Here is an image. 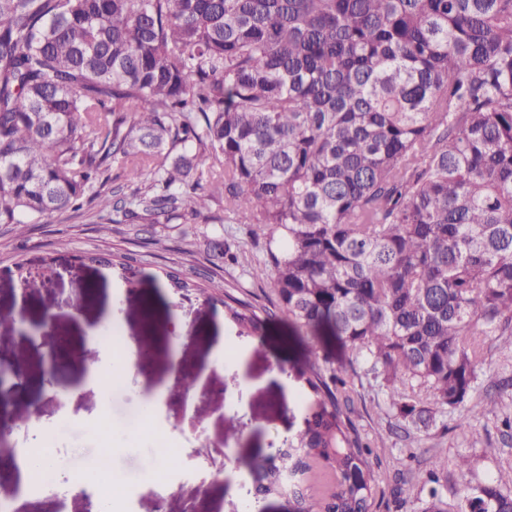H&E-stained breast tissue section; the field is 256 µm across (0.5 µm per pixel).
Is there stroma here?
<instances>
[{"mask_svg": "<svg viewBox=\"0 0 512 512\" xmlns=\"http://www.w3.org/2000/svg\"><path fill=\"white\" fill-rule=\"evenodd\" d=\"M266 237L247 224H158L143 232L137 224L104 225L90 208L68 211L49 222L0 224V312L23 311L25 326L0 322V368H21L26 389L12 406L18 421L10 436L16 448L32 446L38 434L50 433L56 458L69 473H81L97 462L102 448L96 424L141 426L140 400L168 386L173 363L198 370L197 392L190 404L159 402L154 423L171 433L178 450L177 470L188 480L159 490L140 479L149 447L114 439L112 452L127 476L128 492L114 512H154L163 499L164 512H245L247 493L240 473L246 461L282 446L284 433L301 428L315 406L296 365L303 349L282 314L276 311L271 277L256 278L252 266L265 258ZM239 249L237 260L224 248ZM86 254L105 257L102 265L81 263ZM121 263L108 264V257ZM52 257L56 285L23 296L16 266L37 265ZM174 271L201 283L223 284L226 291L270 312L263 335L246 336L225 320L221 304L207 300L200 290L184 294L165 288L164 274ZM116 302H109V295ZM122 328L123 346L153 356L147 370L136 371L126 388L95 394L83 381L91 365H106L108 348L93 336L105 318ZM46 340L61 336L73 355L59 369L53 383L44 371L49 359L29 342L27 331ZM225 343L241 357L229 366L217 361V345ZM485 360L475 383L473 402L497 399L494 410L467 421V409L438 415L428 431H405L381 387L380 378L357 368L348 378L353 397L352 426L372 450V473L377 488L375 512H418L426 496L423 477L430 467L447 472L448 483L462 480L453 463L467 456L480 478H512V441L502 442L500 422L512 418V338L488 337ZM37 427H29L30 413ZM232 456H224L220 447ZM496 447V456L485 455ZM407 482L410 494L399 499L394 489ZM0 500L13 512H90L86 498L64 493L62 486L18 491L0 480Z\"/></svg>", "mask_w": 512, "mask_h": 512, "instance_id": "35a3bbf8", "label": "stroma"}]
</instances>
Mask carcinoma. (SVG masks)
Returning <instances> with one entry per match:
<instances>
[{
	"label": "carcinoma",
	"mask_w": 512,
	"mask_h": 512,
	"mask_svg": "<svg viewBox=\"0 0 512 512\" xmlns=\"http://www.w3.org/2000/svg\"><path fill=\"white\" fill-rule=\"evenodd\" d=\"M219 198L220 223L268 229L317 398L249 461L258 492L372 512L349 374L420 431L468 400L485 337L512 336V0H0V224L85 202L188 224ZM427 483L420 512H512L499 480Z\"/></svg>",
	"instance_id": "carcinoma-1"
}]
</instances>
